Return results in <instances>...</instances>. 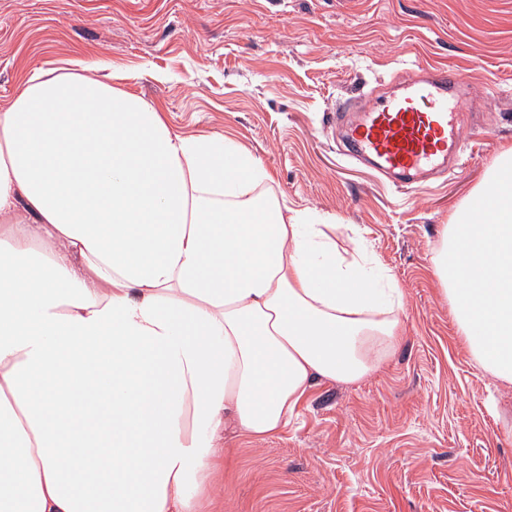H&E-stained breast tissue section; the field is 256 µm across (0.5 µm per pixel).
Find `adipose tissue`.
Masks as SVG:
<instances>
[{"label": "adipose tissue", "instance_id": "ef3b65f1", "mask_svg": "<svg viewBox=\"0 0 512 512\" xmlns=\"http://www.w3.org/2000/svg\"><path fill=\"white\" fill-rule=\"evenodd\" d=\"M268 179L110 76L22 78L0 107V512H201L226 435L283 433L395 349L401 288ZM433 264L511 384L512 146Z\"/></svg>", "mask_w": 512, "mask_h": 512}]
</instances>
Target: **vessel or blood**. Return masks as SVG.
Masks as SVG:
<instances>
[{
	"mask_svg": "<svg viewBox=\"0 0 512 512\" xmlns=\"http://www.w3.org/2000/svg\"><path fill=\"white\" fill-rule=\"evenodd\" d=\"M396 84V93L357 109L343 153L372 159L386 179L411 182L459 156L465 122L457 104L467 88L458 71L444 66L402 74Z\"/></svg>",
	"mask_w": 512,
	"mask_h": 512,
	"instance_id": "b4317fda",
	"label": "vessel or blood"
}]
</instances>
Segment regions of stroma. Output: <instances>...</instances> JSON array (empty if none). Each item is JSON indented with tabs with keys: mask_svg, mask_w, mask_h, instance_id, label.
<instances>
[{
	"mask_svg": "<svg viewBox=\"0 0 512 512\" xmlns=\"http://www.w3.org/2000/svg\"><path fill=\"white\" fill-rule=\"evenodd\" d=\"M123 69L186 134L246 147L265 191L329 216L402 288L401 341L325 381L276 438L224 439L212 512H512V385L464 350L433 269L444 224L512 144V0H0V104L62 60ZM449 65L488 116L447 176L394 187L336 150L334 115Z\"/></svg>",
	"mask_w": 512,
	"mask_h": 512,
	"instance_id": "1",
	"label": "stroma"
}]
</instances>
